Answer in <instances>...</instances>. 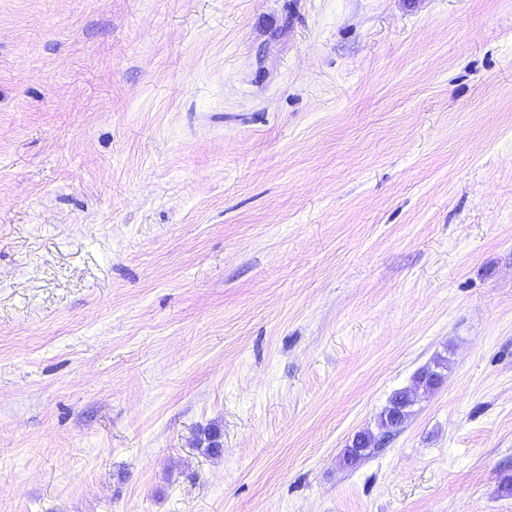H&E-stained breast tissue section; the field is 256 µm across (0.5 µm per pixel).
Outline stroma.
Returning a JSON list of instances; mask_svg holds the SVG:
<instances>
[{
  "instance_id": "stroma-1",
  "label": "stroma",
  "mask_w": 512,
  "mask_h": 512,
  "mask_svg": "<svg viewBox=\"0 0 512 512\" xmlns=\"http://www.w3.org/2000/svg\"><path fill=\"white\" fill-rule=\"evenodd\" d=\"M508 477L512 0H0V512H512ZM448 368V360L444 358L437 357L433 360L432 365H428L427 367L423 368L413 379V388L415 385H422L423 389L429 391H433L437 386L433 384V381L431 380V377L428 375V372H438L442 375H444L445 369ZM411 389H400L395 391L392 396L390 397L389 404L385 408L384 412L381 415L380 418V428L383 429L385 426V417H387V413L391 409H397L402 410L408 418L411 416L413 401H411L410 397L408 396V392L412 391Z\"/></svg>"
}]
</instances>
